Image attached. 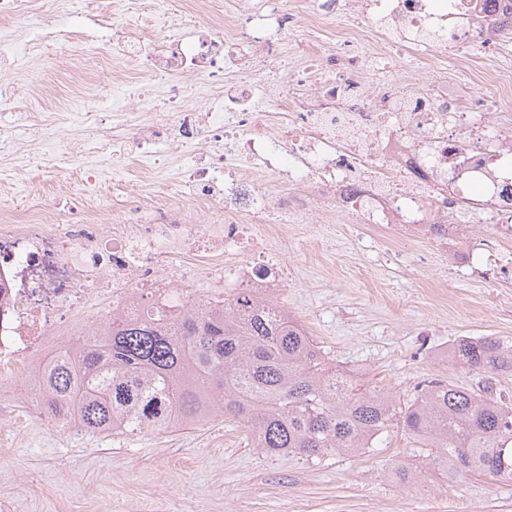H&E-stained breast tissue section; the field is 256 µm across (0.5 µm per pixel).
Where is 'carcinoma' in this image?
<instances>
[{
	"label": "carcinoma",
	"mask_w": 512,
	"mask_h": 512,
	"mask_svg": "<svg viewBox=\"0 0 512 512\" xmlns=\"http://www.w3.org/2000/svg\"><path fill=\"white\" fill-rule=\"evenodd\" d=\"M46 369L47 416L57 427L129 438L193 427L220 415L267 454L360 456L391 428L432 443L452 480L512 481V400L443 381L410 399L328 365L279 307L241 293L179 319L112 318L104 336ZM456 365L512 372V341L466 337Z\"/></svg>",
	"instance_id": "obj_1"
}]
</instances>
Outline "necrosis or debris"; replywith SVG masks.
Listing matches in <instances>:
<instances>
[{"label":"necrosis or debris","mask_w":512,"mask_h":512,"mask_svg":"<svg viewBox=\"0 0 512 512\" xmlns=\"http://www.w3.org/2000/svg\"><path fill=\"white\" fill-rule=\"evenodd\" d=\"M59 6L0 0L13 25L0 40V169L20 173L61 153L84 184L66 214L0 196L1 404L39 401L41 372L64 347L171 292L189 305L228 288L277 301L293 277L279 244L302 214L444 252L463 248L464 225L487 224L512 248V113L499 106L512 72L495 65L512 56V0H210L208 26L182 10L145 35L127 19L151 20L158 0H78L79 31L53 25ZM336 13L345 19L336 38L319 37V21ZM300 22L308 36L292 53ZM90 29L111 31L109 53L135 62L136 76L114 80L110 103L31 111L43 80L36 60L49 46L98 55ZM395 51L427 58L440 77L369 81L370 66ZM461 68L471 72L464 83L452 79ZM106 139L134 152L145 176L176 149L196 219L171 192L155 204L106 202ZM81 294L106 309L77 305Z\"/></svg>","instance_id":"obj_1"}]
</instances>
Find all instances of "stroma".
I'll list each match as a JSON object with an SVG mask.
<instances>
[{"label": "stroma", "mask_w": 512, "mask_h": 512, "mask_svg": "<svg viewBox=\"0 0 512 512\" xmlns=\"http://www.w3.org/2000/svg\"><path fill=\"white\" fill-rule=\"evenodd\" d=\"M41 62L52 72L37 100L62 112L110 93L124 73L101 61L77 84L55 67L53 50ZM106 157L102 190L123 201L176 180L170 166L145 183L133 157L119 149ZM77 188L63 164L34 168L9 190L18 203L35 196L62 211ZM468 235L469 253L444 259L429 242L394 248L363 224L300 217L283 250L295 278L279 303L330 365L404 398L431 378L511 397L512 373L473 371L446 356L462 337L512 339V281L485 275L486 230ZM428 453L424 439L395 428L359 457L269 456L220 416L133 439L92 436L39 420L26 404L0 414V502L11 512H512V482L449 481L428 468ZM399 464L425 468V484L396 478Z\"/></svg>", "instance_id": "obj_1"}]
</instances>
